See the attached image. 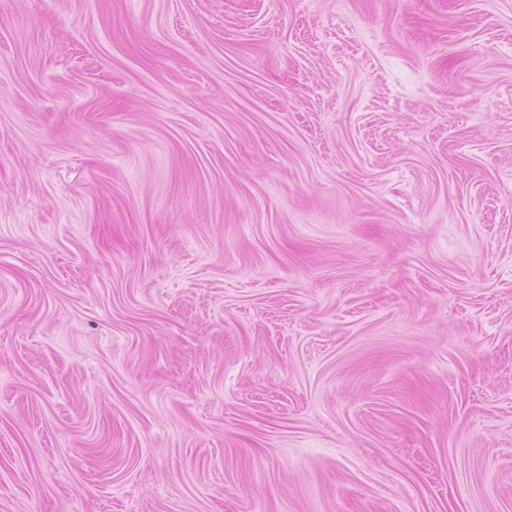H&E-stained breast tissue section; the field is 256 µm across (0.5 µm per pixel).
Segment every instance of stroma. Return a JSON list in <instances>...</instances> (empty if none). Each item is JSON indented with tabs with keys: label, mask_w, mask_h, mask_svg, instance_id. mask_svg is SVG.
Listing matches in <instances>:
<instances>
[{
	"label": "stroma",
	"mask_w": 512,
	"mask_h": 512,
	"mask_svg": "<svg viewBox=\"0 0 512 512\" xmlns=\"http://www.w3.org/2000/svg\"><path fill=\"white\" fill-rule=\"evenodd\" d=\"M0 512H512V0H0Z\"/></svg>",
	"instance_id": "35a3bbf8"
}]
</instances>
